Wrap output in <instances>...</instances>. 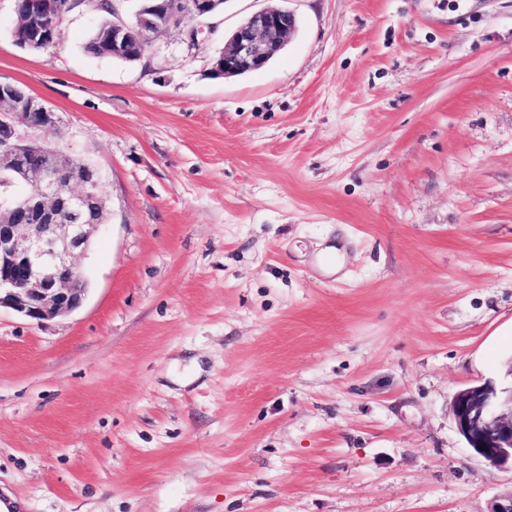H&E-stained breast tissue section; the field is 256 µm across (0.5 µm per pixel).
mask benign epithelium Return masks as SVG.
I'll return each mask as SVG.
<instances>
[{
    "label": "benign epithelium",
    "instance_id": "benign-epithelium-1",
    "mask_svg": "<svg viewBox=\"0 0 512 512\" xmlns=\"http://www.w3.org/2000/svg\"><path fill=\"white\" fill-rule=\"evenodd\" d=\"M218 0H180L175 14L161 10L137 14L135 22L112 26V53L127 52L131 37L179 27L184 19L213 17ZM56 0H28L17 12L15 42L35 51L56 40L49 23ZM296 27L293 13L268 7L250 15L224 42L213 72L225 78L262 69L287 44ZM55 126V112L18 86L0 82V172L26 188L22 201L0 200V308L41 322L79 309L88 282L76 264L97 227L105 223L106 205L90 165L34 139ZM458 432L469 448L493 467L512 469V386L490 381L461 389L451 404Z\"/></svg>",
    "mask_w": 512,
    "mask_h": 512
}]
</instances>
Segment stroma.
Segmentation results:
<instances>
[{
  "instance_id": "1",
  "label": "stroma",
  "mask_w": 512,
  "mask_h": 512,
  "mask_svg": "<svg viewBox=\"0 0 512 512\" xmlns=\"http://www.w3.org/2000/svg\"><path fill=\"white\" fill-rule=\"evenodd\" d=\"M297 29L210 76L251 14ZM69 15L0 81L99 173L89 292L0 310V492L20 512H488L460 389L512 384V0H228L139 61Z\"/></svg>"
}]
</instances>
